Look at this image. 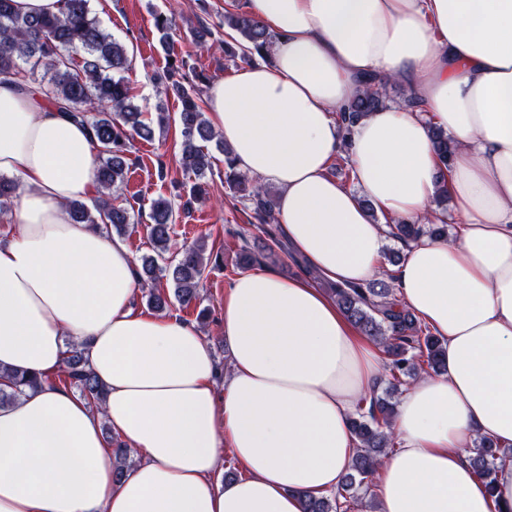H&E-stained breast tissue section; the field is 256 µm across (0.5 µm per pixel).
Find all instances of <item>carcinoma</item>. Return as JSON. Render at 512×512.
<instances>
[{"label": "carcinoma", "instance_id": "obj_1", "mask_svg": "<svg viewBox=\"0 0 512 512\" xmlns=\"http://www.w3.org/2000/svg\"><path fill=\"white\" fill-rule=\"evenodd\" d=\"M56 13L23 15L14 8L13 0H0V81H12L24 87L35 81L34 73L44 69L46 78L39 87L45 98L60 112L77 123L87 125L92 140L99 149L100 163L95 180L101 188V196L89 206L82 201L67 204L71 219L79 224H109L118 232L127 231L132 223L131 212L124 204L112 200V188L125 181L128 169L130 139L139 137L149 141L154 129L142 120V112L132 101L129 82L122 76L128 70L126 48L105 33L97 21L90 17L89 0H59ZM154 23L160 33V41L169 47V33L173 19L159 13ZM224 26L236 31L242 41L224 43V53L230 57L267 58L276 35L254 16L248 13L224 12ZM187 62L170 63L164 75L157 78L162 85L161 93L175 96L181 105L176 117L160 110L157 117L159 130L175 120L181 127L182 164L199 180L211 171L212 156L205 144L215 141L216 133L204 118L197 102L196 86L182 72ZM366 91L352 101L340 120L349 128L369 112L385 106L388 84L376 76L366 79ZM436 150L442 164H448L453 146L448 134L432 127ZM216 147L224 152V180L233 193L252 202L255 218L263 224L275 222L276 198L267 189L237 170L235 157L229 146L216 141ZM20 183L14 178L0 175V219L6 220L12 198ZM149 237L156 255L143 258V287L148 289V305L164 310L176 300L181 306H189L196 299L207 267L205 245L196 241L183 246L165 266L158 258L169 250L172 224L176 221L175 206L170 201L158 199L152 202ZM388 234L407 245L411 241L429 235L448 236L446 224H390ZM277 258L269 246H242L237 252V265L242 269L261 266ZM167 272L172 283L173 296L158 290L155 271ZM337 305L352 325L364 336L377 342L386 359V372L382 392H373L363 398L350 421V428L357 445V452L341 486L336 493L326 497H311L305 512H346L361 504L362 495L373 486L372 477L394 447L390 432L395 404L391 398L399 393L410 380L421 372H437L444 367L442 341L413 312L396 299L393 277L389 274L375 279L365 286H327ZM63 380L74 386L81 397L95 407H101L104 387L87 368L82 346L68 342ZM41 386L35 374L25 372L0 373V407L13 403L27 390ZM491 440L482 439L471 463L487 483H492L494 468L506 460Z\"/></svg>", "mask_w": 512, "mask_h": 512}]
</instances>
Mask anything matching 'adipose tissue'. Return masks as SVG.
Segmentation results:
<instances>
[{
	"label": "adipose tissue",
	"instance_id": "1",
	"mask_svg": "<svg viewBox=\"0 0 512 512\" xmlns=\"http://www.w3.org/2000/svg\"><path fill=\"white\" fill-rule=\"evenodd\" d=\"M246 7L276 40L269 61L210 84V124L240 170L279 187L280 232L314 276L239 274L220 305L225 363L194 323L137 311L128 244L70 219L95 186L89 128L0 82V175L24 184L0 238V369L43 380L0 408V512H303L334 492L355 454L349 418L384 366L315 280L374 277L388 225L430 216L442 183L458 233L412 242L395 284L446 366L400 394L379 512H512V460L490 485L470 463L476 439L512 447V0ZM369 75L407 100L343 131ZM433 125L455 146L444 167ZM342 153L350 187L329 173ZM69 338L101 409L52 381Z\"/></svg>",
	"mask_w": 512,
	"mask_h": 512
}]
</instances>
